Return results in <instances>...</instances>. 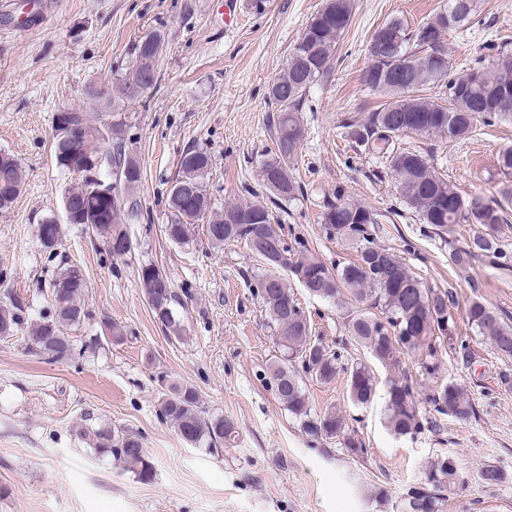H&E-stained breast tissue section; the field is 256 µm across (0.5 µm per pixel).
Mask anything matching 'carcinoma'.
Returning a JSON list of instances; mask_svg holds the SVG:
<instances>
[{
	"instance_id": "cac0c4a2",
	"label": "carcinoma",
	"mask_w": 512,
	"mask_h": 512,
	"mask_svg": "<svg viewBox=\"0 0 512 512\" xmlns=\"http://www.w3.org/2000/svg\"><path fill=\"white\" fill-rule=\"evenodd\" d=\"M476 0H446V6L413 32L393 20L378 27L371 35L368 51L372 64L363 81L371 89L389 96V101L369 112L358 123L345 125L346 135L368 149H377L385 158V168L394 177L401 195L423 224L445 230L450 224H480L486 233L453 252V261L462 264L470 258L484 257L507 267L494 232L507 221L506 204L512 203V190L503 193L504 202L486 201L480 196L463 197L456 187L439 176L421 152L395 144L402 136L427 135L458 140L467 136L476 115L489 120L512 118V58L499 67L479 65L463 75L452 73L442 39L467 23L476 11ZM354 0H322L311 16L286 64L269 87L268 96L277 107L272 117L274 148L262 163L263 186L272 197L246 204H229L224 210H212L206 193V180L212 158L192 146L183 151L179 170L169 191L170 223L165 234L173 243L189 239L193 225L200 220L210 245L221 248L229 242L249 243L254 236L274 239L280 247L277 256L268 255L257 245L251 252L264 267L254 280L275 340L283 356L267 367L265 380L279 401L301 421L304 431L313 437H343L344 448L357 457L367 454L361 439L345 433L343 417L334 408L321 414L312 411L302 378L290 367L300 364L302 371L320 384H330L342 370L339 350L312 339L307 316L294 298L288 279L297 281L312 296L348 305L350 301L372 298L366 308L352 312L348 332L352 340L367 349L371 358L390 373L385 389L387 424L397 436L414 435L434 425L416 402L412 379L403 372L404 358L419 356L423 375L433 376L443 353L452 351L463 358L470 356L466 340L452 335L450 308L457 303L451 288L414 287L417 278L389 248L379 245L378 214L354 200L347 189L336 186L334 199L323 205L321 226L330 239L354 245L356 259L343 266L329 268L312 254L305 242L294 246L285 242L276 228L268 203L292 201L303 188L293 176L295 162L305 136L302 106L312 86L324 79L331 60L353 18ZM414 48L409 49L407 45ZM162 51L158 34H147L135 45L129 73L122 79V92L132 96L130 81L143 71L156 79ZM444 86L438 94L435 86ZM83 123L80 140L54 141L59 166L72 170L86 157L102 152L109 144V172L101 173L105 184L119 182L121 197L103 206L93 195V183L80 178L68 191L64 202L70 204L74 217L100 239L127 236L123 222L136 216L127 198L135 195L141 176L122 180L120 165L127 149L122 138V123H104L94 127L85 112L75 111ZM8 175L14 193L0 195V211L11 209L25 185V170L15 156L0 151V177ZM198 185L196 196L182 195L175 186ZM154 265H144L138 272L140 287L148 305L159 300L166 307L160 325L174 337L183 328L176 318L172 288L157 287ZM87 282L82 270L71 265L62 270L52 284V313L30 320L17 302L0 304V337L27 333L29 349L48 362H64L74 357L76 343L67 327L80 324L87 316ZM471 329L488 338L498 354L512 358V325L503 321L493 307L473 299L465 311ZM347 386L350 398L365 405L376 395L372 369L356 362L349 368ZM427 404L440 415L451 414L459 420L474 415L470 400L461 388L446 382L428 393ZM159 416L187 444L205 446L211 452L232 445L234 424L222 416L203 415L198 390L187 384H167L159 400ZM86 434L95 453L112 456L125 463L142 482L153 479L154 468L140 439L106 424L90 427ZM457 466L453 458L441 457L431 462L423 473L421 485L408 492L410 512H444L456 484Z\"/></svg>"
}]
</instances>
